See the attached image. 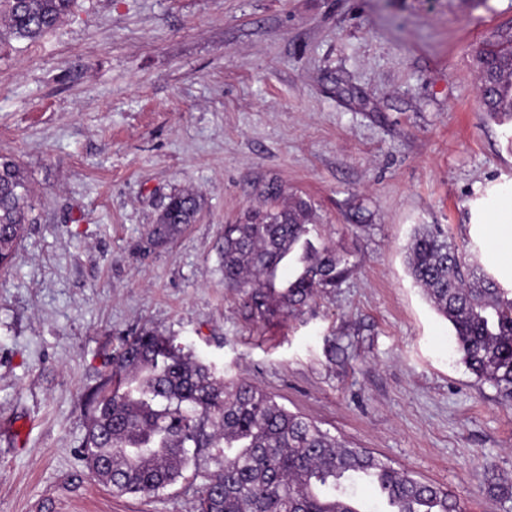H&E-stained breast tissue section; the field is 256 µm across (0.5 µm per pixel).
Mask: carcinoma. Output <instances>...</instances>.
I'll return each instance as SVG.
<instances>
[{
    "label": "carcinoma",
    "instance_id": "obj_1",
    "mask_svg": "<svg viewBox=\"0 0 512 512\" xmlns=\"http://www.w3.org/2000/svg\"><path fill=\"white\" fill-rule=\"evenodd\" d=\"M74 0H0V25L35 42ZM478 88L487 113L512 124V31L480 52ZM200 195L180 190L153 225L166 241L195 221ZM22 167L0 157V269L29 221ZM409 274L454 330L455 352L512 407V289L488 274L437 224L407 247ZM288 276L278 278L283 264ZM349 255L315 241L312 205L295 196L224 225V285L242 291L259 319L301 314L352 272ZM89 396L84 459L117 495L151 497L184 477L190 449H209L194 512H361L354 484L376 492L381 512H461L457 497L344 443L246 379L226 381L153 329L125 341Z\"/></svg>",
    "mask_w": 512,
    "mask_h": 512
}]
</instances>
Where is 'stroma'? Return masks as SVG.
I'll return each instance as SVG.
<instances>
[{
  "instance_id": "obj_1",
  "label": "stroma",
  "mask_w": 512,
  "mask_h": 512,
  "mask_svg": "<svg viewBox=\"0 0 512 512\" xmlns=\"http://www.w3.org/2000/svg\"><path fill=\"white\" fill-rule=\"evenodd\" d=\"M510 27L512 0H78L1 45L0 155L35 221L0 270V512H194L206 454L150 498L113 495L83 457L85 397L144 328L464 512H512L485 481L512 486V408L405 264L413 229L439 224L512 287L475 221L512 187V126L485 112L475 61ZM271 183L354 269L259 323L224 285V227ZM177 190L202 209L153 244Z\"/></svg>"
}]
</instances>
